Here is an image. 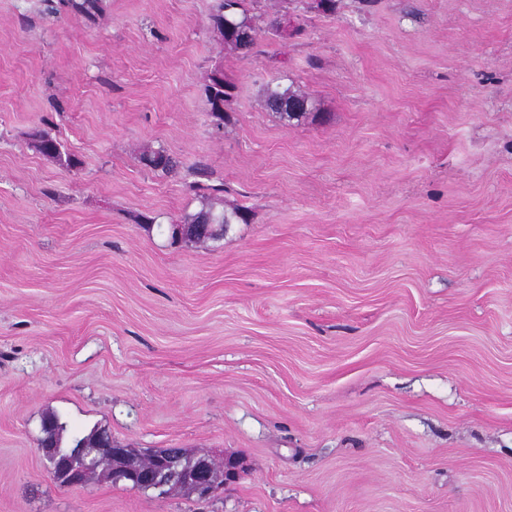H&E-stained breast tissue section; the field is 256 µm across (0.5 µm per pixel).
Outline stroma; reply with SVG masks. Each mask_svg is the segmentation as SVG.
Segmentation results:
<instances>
[{"instance_id":"1","label":"stroma","mask_w":512,"mask_h":512,"mask_svg":"<svg viewBox=\"0 0 512 512\" xmlns=\"http://www.w3.org/2000/svg\"><path fill=\"white\" fill-rule=\"evenodd\" d=\"M216 3L0 0V512H512V0H250L245 57ZM210 188L243 219L172 241ZM51 411L246 470L63 487ZM246 1L219 0L211 15L213 29L219 33L224 47L244 56L252 52L262 31L258 18L245 7ZM229 84L224 80V72L214 68L204 85V95L209 106V112L216 124L224 123L230 106L232 94ZM262 102L267 112L276 114L284 122L298 121L314 110L311 98L291 85L282 88L268 84L263 91ZM35 147L44 155L49 156L66 167H76L79 161L69 154H63L60 143L51 137L48 132L42 130H36L32 134ZM141 162L149 161L151 167L149 168L154 173H161L162 175H169L174 173L179 167V161L170 155L164 148L157 150L145 151L140 157Z\"/></svg>"}]
</instances>
